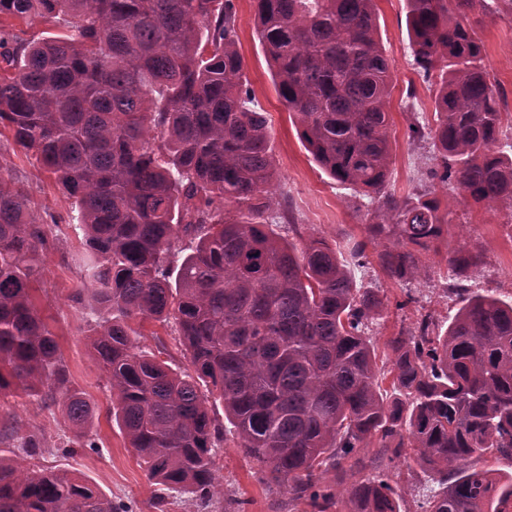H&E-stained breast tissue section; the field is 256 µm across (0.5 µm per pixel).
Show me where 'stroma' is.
Segmentation results:
<instances>
[{"mask_svg":"<svg viewBox=\"0 0 512 512\" xmlns=\"http://www.w3.org/2000/svg\"><path fill=\"white\" fill-rule=\"evenodd\" d=\"M237 14L238 50L244 60L245 76L260 108L265 112L271 133L272 153L279 179L274 187L277 199L287 201L301 237H320L336 247L342 260H349V243L361 239L371 203L351 187L331 179L313 161L297 134V125L280 98L271 78L269 64L254 27V0H234ZM379 37L392 67V87L388 110L391 117L393 175L389 189L396 197L427 189L425 161L429 142L408 137L412 121L430 122L437 84L423 79L413 62L406 27L405 0H377ZM466 21L482 41L484 64L491 82L500 90L503 132L512 137V0H488L484 10H474ZM0 175L14 187L27 190L31 211L38 221L66 226L71 204L58 189L53 177L44 172L34 157L25 155L11 137H0ZM438 197L454 201L452 223L446 243L424 252L421 264L426 280L404 285L389 280L378 267H351L357 285L379 289L385 313L371 327L377 344L397 333L401 323H413L420 315L431 314L447 323L456 312L455 304L444 295L449 283L447 252L458 246L479 252L482 264L477 284L496 296L512 298V213L490 211L465 198L456 184L437 186ZM82 234L68 229L47 255L46 266L37 282L41 308L69 372L72 385L95 404L99 413L91 435L100 452L80 449L77 456L60 452L69 435L68 426L57 405L41 403L22 392L0 396V455L40 467H74L113 502L134 504L135 512H156L157 495L138 458L130 448L108 409L112 393L103 371L87 345L88 307L72 301L79 288V254ZM413 291L417 304L400 310L396 303L406 291ZM140 347L153 351L173 368L187 369L189 362L174 325L145 323L138 339ZM37 432L42 447L28 455L19 437ZM215 475L223 491L210 506L211 512H233L236 501H246V512H276L278 496L267 491L261 481V466L224 443L213 452Z\"/></svg>","mask_w":512,"mask_h":512,"instance_id":"35a3bbf8","label":"stroma"}]
</instances>
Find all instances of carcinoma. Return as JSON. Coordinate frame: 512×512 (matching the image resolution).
Returning <instances> with one entry per match:
<instances>
[{
  "label": "carcinoma",
  "mask_w": 512,
  "mask_h": 512,
  "mask_svg": "<svg viewBox=\"0 0 512 512\" xmlns=\"http://www.w3.org/2000/svg\"><path fill=\"white\" fill-rule=\"evenodd\" d=\"M256 34L277 92L313 160L376 200L351 261L389 279L426 277L419 254L448 238L435 184L512 212V138L499 89L465 23L485 0H406L410 48L426 80L440 72L428 139L430 187L388 190L391 65L374 0H255ZM39 22L60 33L0 38V128L72 201L83 281L72 301L94 321L89 345L107 373L109 413L154 485L207 508L213 450L232 441L269 490L310 512H401L407 469L439 490L415 512H512V478L478 465L512 461V301L476 287L477 252L448 253L457 311L401 327L378 352L370 326L385 303L356 285L324 239L273 227L277 180L267 117L248 87L233 0H0V35ZM58 224L0 175V395L58 404L78 449L94 404L69 384L31 295ZM174 320L191 370L136 345L132 325ZM392 375L381 392V368ZM224 406V422L210 400ZM334 473L335 480H326ZM0 512H129L80 471L0 457Z\"/></svg>",
  "instance_id": "1"
}]
</instances>
